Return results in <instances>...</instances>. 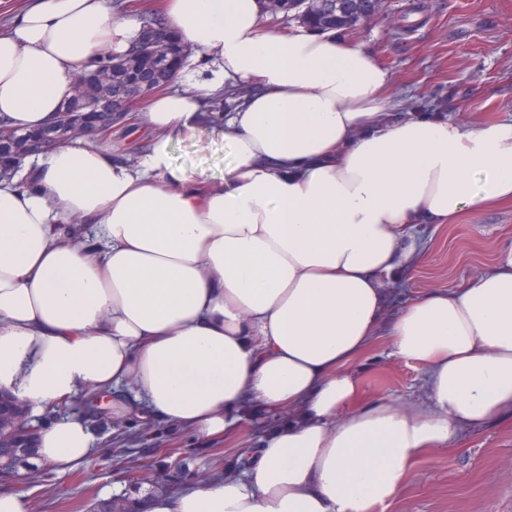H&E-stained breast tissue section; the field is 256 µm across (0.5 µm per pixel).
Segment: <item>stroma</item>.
<instances>
[{"label":"stroma","mask_w":512,"mask_h":512,"mask_svg":"<svg viewBox=\"0 0 512 512\" xmlns=\"http://www.w3.org/2000/svg\"><path fill=\"white\" fill-rule=\"evenodd\" d=\"M369 50L391 75V90L409 111L468 124L512 119V0H385L376 19L342 33ZM176 165L219 177L228 147L202 148L198 135L175 138ZM419 264L390 281L391 306L433 288H457L487 271L496 249L512 242V204L478 207L451 224H423ZM370 394L406 404L419 398L421 369L390 354L379 340L353 366ZM86 415L103 450L90 465L50 472L48 484L25 483L33 512H93L102 490L121 486L129 512H145L149 496L175 492L229 467H241L279 419L247 409L233 435L201 440L162 419L112 420L99 405ZM380 512H512V421L461 433L453 449L420 458L413 480Z\"/></svg>","instance_id":"35a3bbf8"}]
</instances>
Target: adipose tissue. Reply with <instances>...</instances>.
Here are the masks:
<instances>
[{"label":"adipose tissue","instance_id":"obj_1","mask_svg":"<svg viewBox=\"0 0 512 512\" xmlns=\"http://www.w3.org/2000/svg\"><path fill=\"white\" fill-rule=\"evenodd\" d=\"M197 47L177 89L136 118L139 162L83 139L0 181V390L28 412L42 460L98 453L88 420L47 408L97 395L113 418H160L201 439L252 403L282 415L243 473L151 497L149 512H376L415 461L512 415V243L460 288L388 314V283L422 253L420 221L512 202V120L401 116L363 46L280 33L259 0H165ZM142 29L110 0H33L0 30V123H56L77 74ZM248 87L224 122L205 95ZM230 146L220 178L191 177L172 141ZM420 368L424 397L366 394L352 364L380 339Z\"/></svg>","mask_w":512,"mask_h":512}]
</instances>
